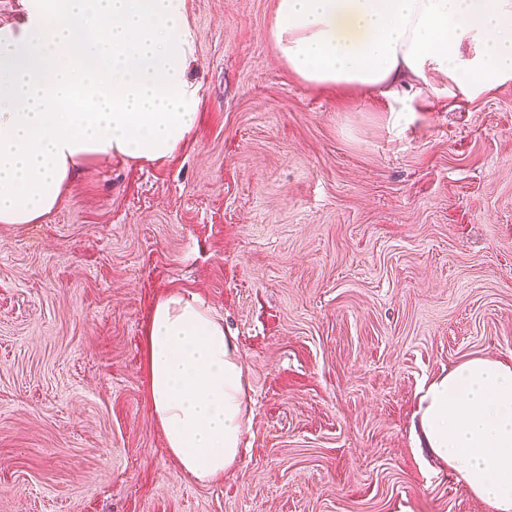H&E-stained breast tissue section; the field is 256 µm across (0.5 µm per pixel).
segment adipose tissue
<instances>
[{
  "label": "adipose tissue",
  "instance_id": "ef3b65f1",
  "mask_svg": "<svg viewBox=\"0 0 512 512\" xmlns=\"http://www.w3.org/2000/svg\"><path fill=\"white\" fill-rule=\"evenodd\" d=\"M0 23V224H38L78 165L170 158L201 98L186 0H21ZM271 37L311 86L365 88L405 112L407 84L470 101L512 80V0H277ZM151 408L182 471L235 467L248 371L224 321L173 293L145 329ZM415 436L494 512H512V365L474 357L422 386Z\"/></svg>",
  "mask_w": 512,
  "mask_h": 512
}]
</instances>
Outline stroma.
I'll use <instances>...</instances> for the list:
<instances>
[{"label": "stroma", "mask_w": 512, "mask_h": 512, "mask_svg": "<svg viewBox=\"0 0 512 512\" xmlns=\"http://www.w3.org/2000/svg\"><path fill=\"white\" fill-rule=\"evenodd\" d=\"M276 0H187L199 118L162 162L81 165L0 224V512H492L414 447L425 381L512 363V81L391 111L312 87ZM182 291L235 336L252 428L202 485L147 398L144 329Z\"/></svg>", "instance_id": "obj_1"}]
</instances>
